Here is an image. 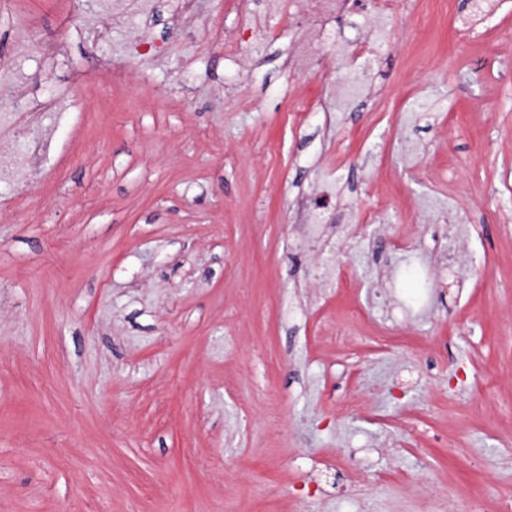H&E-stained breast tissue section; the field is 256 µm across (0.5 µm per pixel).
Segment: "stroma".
<instances>
[{
  "instance_id": "35a3bbf8",
  "label": "stroma",
  "mask_w": 512,
  "mask_h": 512,
  "mask_svg": "<svg viewBox=\"0 0 512 512\" xmlns=\"http://www.w3.org/2000/svg\"><path fill=\"white\" fill-rule=\"evenodd\" d=\"M472 10L0 0V512H500L512 0ZM300 10L315 27H323L325 21L343 9L345 0H298Z\"/></svg>"
}]
</instances>
